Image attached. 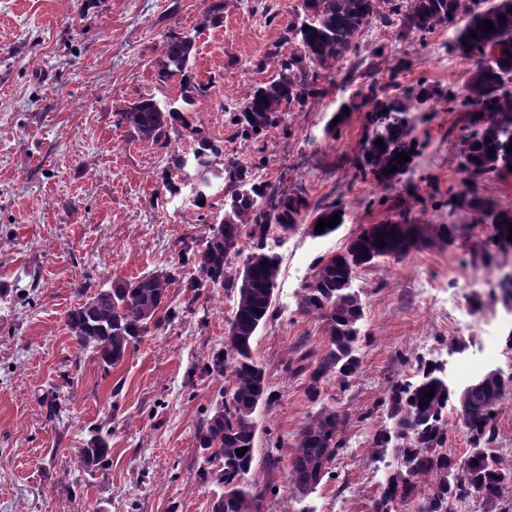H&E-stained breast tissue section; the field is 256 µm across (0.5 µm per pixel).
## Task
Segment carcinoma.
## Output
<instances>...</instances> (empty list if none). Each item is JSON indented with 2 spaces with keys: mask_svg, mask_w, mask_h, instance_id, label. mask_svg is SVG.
<instances>
[{
  "mask_svg": "<svg viewBox=\"0 0 512 512\" xmlns=\"http://www.w3.org/2000/svg\"><path fill=\"white\" fill-rule=\"evenodd\" d=\"M298 21L288 24L280 37L297 49L279 57L275 75L249 87L238 102L232 124L235 135L256 139L267 135L292 105L303 107L318 94L317 74L312 67L330 72L356 48L361 31L372 23L399 25V37H421L464 21L456 29L453 49L473 63L460 94L448 92V102L466 112L469 133L463 141V168L470 178L483 181L512 173V6L499 0H302ZM489 20L494 29L481 26ZM476 33L477 38L470 37ZM189 31L163 36L157 61L162 84L179 77L180 96L163 102L142 97L120 113V124L140 142L165 148L171 135L188 133L195 143L193 160L179 158L175 168L187 165L204 173L192 187L193 202L208 201L213 184H226L224 214L210 225L209 233L178 249L177 264L130 280L99 287L66 314V323L78 349L95 355L105 366L117 365L129 350L150 332L174 320L178 312L168 305L169 289L177 285L197 299L205 288L220 286L236 292L224 347L207 357L204 369L227 376L228 393L198 427L196 440L204 452L201 475L222 492L213 512H262L263 500L272 487L248 482L245 476L254 461V414L273 401L264 369L253 355L260 329L273 314L274 293L282 257L268 239L276 229L293 230L298 219L313 210L300 192L278 195L272 209L262 207L270 196L268 185L257 183L249 169L234 159H224V141L212 137L196 124V106L208 95V86L195 81L193 46ZM436 90L419 85L400 96L379 95L369 87L361 100L367 109L363 149L365 166L374 179L389 183L405 173L418 155L406 115L414 104L434 98ZM383 140L377 146V140ZM495 148L489 154V148ZM410 160L398 162L397 154ZM397 166L392 171L390 167ZM390 174L385 175L381 170ZM466 205L498 226L500 248L507 251L512 209L499 208L491 199L472 192ZM383 241H378V238ZM250 243L244 251L243 241ZM423 235L403 237L398 224H370L361 229L344 250L322 258L313 267L298 294V309L325 324L328 343L315 365L291 369L308 373L306 396L321 401L322 383L333 377L344 386L360 367V340L364 304L353 288L357 269L383 259L400 260L422 245ZM193 263L195 273L183 269ZM240 268L233 269L234 265ZM434 395L424 396L430 387ZM512 379H501L491 369L468 385L458 388L448 381V371L420 357L412 377L393 383L381 401L392 427L373 439L379 448L375 461L394 452L400 467L374 500L372 512H394L395 504L416 501V512H452L456 501L479 499L486 512H512V474L499 465L496 416ZM466 431L470 448L459 460L442 451L452 420ZM343 414L322 405L295 434L294 453L288 471L289 497L300 502L315 492L329 474V464L344 448L341 437ZM245 447L239 456L236 450ZM109 444L102 429H94L83 449L84 465L99 467L106 461ZM432 487L423 493L421 482Z\"/></svg>",
  "mask_w": 512,
  "mask_h": 512,
  "instance_id": "carcinoma-1",
  "label": "carcinoma"
}]
</instances>
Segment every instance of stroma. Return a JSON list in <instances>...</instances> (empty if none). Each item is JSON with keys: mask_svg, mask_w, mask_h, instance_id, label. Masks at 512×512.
<instances>
[{"mask_svg": "<svg viewBox=\"0 0 512 512\" xmlns=\"http://www.w3.org/2000/svg\"><path fill=\"white\" fill-rule=\"evenodd\" d=\"M212 2L0 0V512H212L218 488L199 477L196 429L226 391L224 377L203 365L224 345L231 292L214 288L196 299L170 289L177 318L111 367L79 353L65 322L83 286L168 268L176 241L206 235L224 211L222 183L203 209L163 187L176 156L191 154L190 137L160 149L119 124L140 97L178 99V79H156L170 31L197 33L193 72L210 90L195 120L223 140L225 157L251 166L257 182L345 210L336 233L314 239L299 226L279 248L274 316L254 343L274 396L255 414L247 476L274 488L264 512H287L294 435L319 405L347 414L346 446L302 506L371 512L399 466L391 455L382 466L370 462L374 436L388 424L379 403L391 382L410 376L421 356L446 361L458 387L512 361L504 338L512 313L491 295L512 255L496 267L472 265L474 254L494 250L496 231L463 203L475 190L512 207V175L475 184L460 169L464 115L447 94L463 86L472 63L449 50L452 28L421 41L399 37L394 26L367 27L356 54L320 75L318 96L290 107L267 136L234 141L233 106L277 69L272 48L293 52L278 39L301 0H224L216 24L207 17ZM372 83L393 95L420 84L440 92L408 113L422 148L386 185L358 172L365 111L324 132L338 106ZM404 217L421 226L426 243L401 261L358 269L361 366L347 387L328 381L321 404L311 403L305 376L287 369L321 354L327 341L323 324L297 308L304 280L361 227ZM457 339L469 348L449 355ZM51 402L60 408L53 418ZM97 427L109 430L111 452L104 467L87 469L80 451Z\"/></svg>", "mask_w": 512, "mask_h": 512, "instance_id": "obj_1", "label": "stroma"}]
</instances>
